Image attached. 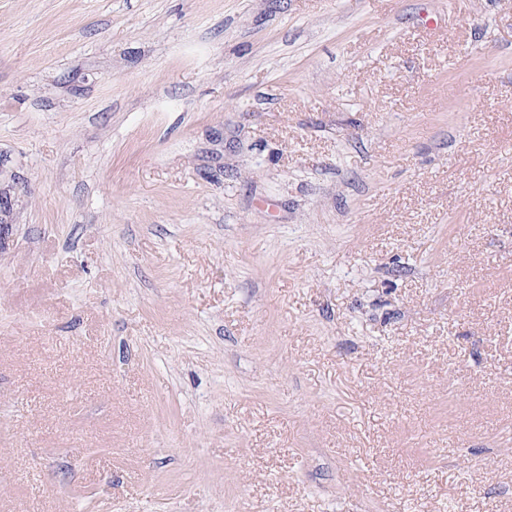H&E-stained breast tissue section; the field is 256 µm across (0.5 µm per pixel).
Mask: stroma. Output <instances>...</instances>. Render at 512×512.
Masks as SVG:
<instances>
[{"mask_svg": "<svg viewBox=\"0 0 512 512\" xmlns=\"http://www.w3.org/2000/svg\"><path fill=\"white\" fill-rule=\"evenodd\" d=\"M0 512H512V0H0Z\"/></svg>", "mask_w": 512, "mask_h": 512, "instance_id": "obj_1", "label": "stroma"}]
</instances>
